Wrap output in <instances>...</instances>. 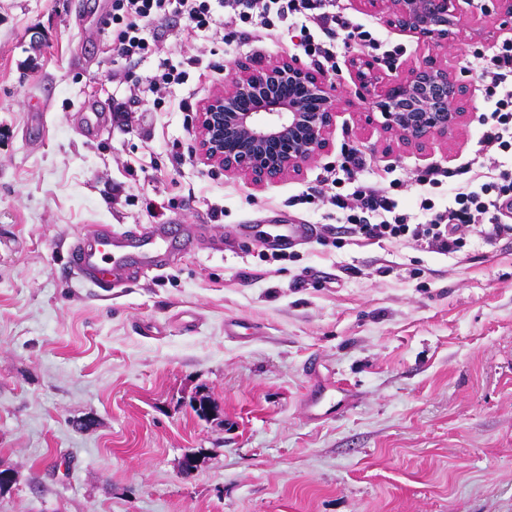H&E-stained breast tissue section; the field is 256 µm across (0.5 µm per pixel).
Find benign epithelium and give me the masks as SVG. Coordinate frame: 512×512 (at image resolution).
<instances>
[{"mask_svg": "<svg viewBox=\"0 0 512 512\" xmlns=\"http://www.w3.org/2000/svg\"><path fill=\"white\" fill-rule=\"evenodd\" d=\"M358 2L431 53L401 72L383 70L375 56L354 55L345 63L353 92L294 57L238 63L199 109L195 151L203 163L255 185L298 175L329 150V134L352 94L364 112H381L385 133L400 146L420 150L431 139L456 140L471 122L473 95L471 84L448 67V56L495 32L477 20L466 24L460 0ZM494 6L498 25L512 31V0Z\"/></svg>", "mask_w": 512, "mask_h": 512, "instance_id": "obj_1", "label": "benign epithelium"}]
</instances>
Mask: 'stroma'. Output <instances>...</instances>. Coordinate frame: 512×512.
I'll use <instances>...</instances> for the list:
<instances>
[{"label": "stroma", "mask_w": 512, "mask_h": 512, "mask_svg": "<svg viewBox=\"0 0 512 512\" xmlns=\"http://www.w3.org/2000/svg\"><path fill=\"white\" fill-rule=\"evenodd\" d=\"M339 5L388 61L427 55L357 0ZM109 6L0 0V512H512V235L441 255L353 240L327 206L293 201L351 148L389 181L456 168L478 124L419 153L390 148L381 113L347 106L318 162L256 186L200 161L195 110L235 63L297 55L290 35L225 45L172 31L164 56L197 63L156 109L103 76ZM510 41L504 30L449 58L475 108L484 90L466 61ZM88 100L130 118L84 136ZM172 222L199 237L163 270L105 292L69 268L92 225ZM247 224H329L342 244L313 235L293 260H268ZM312 360L357 394L321 421L302 411ZM201 393L217 406L208 421L190 406Z\"/></svg>", "instance_id": "obj_1"}]
</instances>
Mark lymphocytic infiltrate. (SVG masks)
<instances>
[{"instance_id":"obj_1","label":"lymphocytic infiltrate","mask_w":512,"mask_h":512,"mask_svg":"<svg viewBox=\"0 0 512 512\" xmlns=\"http://www.w3.org/2000/svg\"><path fill=\"white\" fill-rule=\"evenodd\" d=\"M183 22V31L208 32L229 44L242 34L261 38L286 28L312 62H333L336 39L374 50L382 43L363 25L350 22L337 9V0H111L104 26L112 33V67L106 76L161 106L170 85L184 83L187 73L163 58L167 22ZM159 57L157 73L133 76L132 64ZM484 83L485 109L478 115L479 136L472 158L455 169L431 166L412 177L418 197L417 214L399 212V202L376 180H362L365 155L356 149L343 152L322 178L333 187L331 204L346 222L353 238L366 241H404L438 254H456L470 233L493 240L512 234V44H503L491 57H475ZM353 184L341 193L343 183ZM447 186L448 203L438 208L428 188Z\"/></svg>"}]
</instances>
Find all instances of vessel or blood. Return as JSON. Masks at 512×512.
Segmentation results:
<instances>
[{
  "instance_id": "vessel-or-blood-1",
  "label": "vessel or blood",
  "mask_w": 512,
  "mask_h": 512,
  "mask_svg": "<svg viewBox=\"0 0 512 512\" xmlns=\"http://www.w3.org/2000/svg\"><path fill=\"white\" fill-rule=\"evenodd\" d=\"M197 235L196 227L191 225L182 226L174 237L164 225L139 232H116L100 224L73 242L71 265L83 284L108 288L118 276L164 265L172 252L190 248Z\"/></svg>"
}]
</instances>
